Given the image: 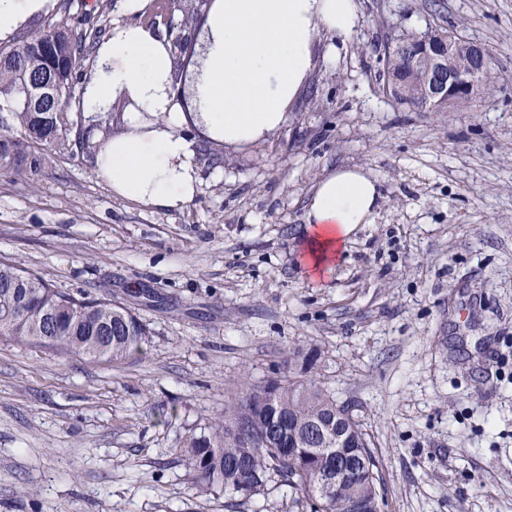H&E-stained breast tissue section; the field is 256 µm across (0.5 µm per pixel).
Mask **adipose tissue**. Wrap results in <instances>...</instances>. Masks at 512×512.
<instances>
[{
	"label": "adipose tissue",
	"mask_w": 512,
	"mask_h": 512,
	"mask_svg": "<svg viewBox=\"0 0 512 512\" xmlns=\"http://www.w3.org/2000/svg\"><path fill=\"white\" fill-rule=\"evenodd\" d=\"M51 0H0V40L45 13ZM357 0H213L200 66L192 86L195 111L172 90L168 44L149 28L117 22L96 54L81 91L84 112L103 115L117 98L134 100L123 132L94 153L97 171L124 199L175 208L199 186L196 143L184 123L215 142L238 145L276 135L315 63L322 35L348 39L359 23ZM378 180L341 168L320 181L305 222L314 272L327 268L347 237L372 221Z\"/></svg>",
	"instance_id": "1"
}]
</instances>
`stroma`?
<instances>
[{
  "instance_id": "obj_1",
  "label": "stroma",
  "mask_w": 512,
  "mask_h": 512,
  "mask_svg": "<svg viewBox=\"0 0 512 512\" xmlns=\"http://www.w3.org/2000/svg\"><path fill=\"white\" fill-rule=\"evenodd\" d=\"M159 3L69 0L54 18L143 25ZM358 4L276 136L198 139L184 205L118 197L71 143L28 179L0 173V260L149 331L124 364L0 340V512H310L284 486L197 492L180 448L242 379L313 350L369 436L381 512H512V0ZM436 25L483 43L493 78L445 112L398 107L385 48ZM341 168L382 198L315 281L305 208Z\"/></svg>"
}]
</instances>
